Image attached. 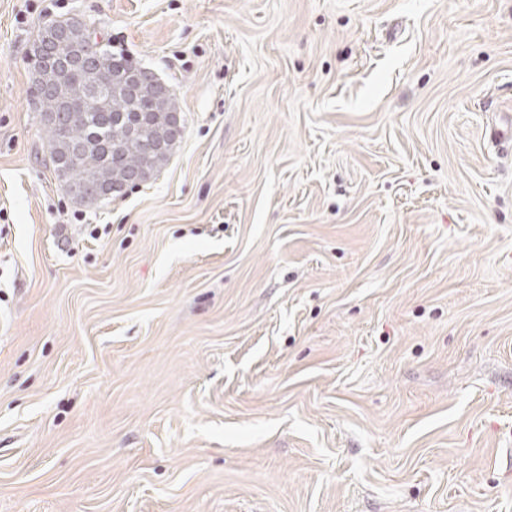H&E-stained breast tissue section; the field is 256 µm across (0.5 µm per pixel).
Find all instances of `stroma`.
Wrapping results in <instances>:
<instances>
[{
	"label": "stroma",
	"mask_w": 512,
	"mask_h": 512,
	"mask_svg": "<svg viewBox=\"0 0 512 512\" xmlns=\"http://www.w3.org/2000/svg\"><path fill=\"white\" fill-rule=\"evenodd\" d=\"M183 132L95 207L27 51ZM512 0H0V512H512Z\"/></svg>",
	"instance_id": "obj_1"
}]
</instances>
